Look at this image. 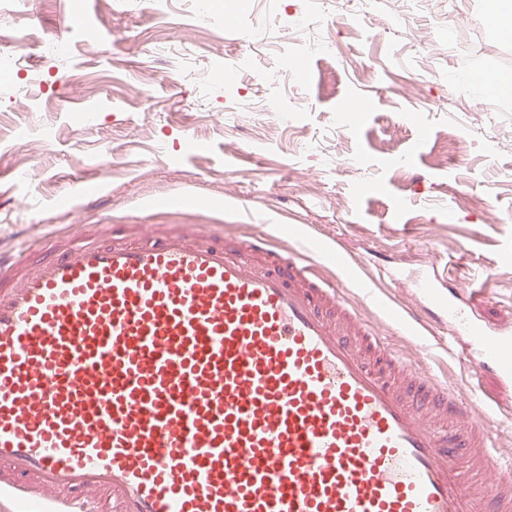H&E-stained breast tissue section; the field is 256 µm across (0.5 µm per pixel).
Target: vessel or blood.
Wrapping results in <instances>:
<instances>
[{
  "label": "vessel or blood",
  "instance_id": "b4317fda",
  "mask_svg": "<svg viewBox=\"0 0 512 512\" xmlns=\"http://www.w3.org/2000/svg\"><path fill=\"white\" fill-rule=\"evenodd\" d=\"M324 242L0 253V499L66 512H512L489 421L320 275ZM512 385V334L436 301Z\"/></svg>",
  "mask_w": 512,
  "mask_h": 512
}]
</instances>
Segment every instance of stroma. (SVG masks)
Returning a JSON list of instances; mask_svg holds the SVG:
<instances>
[{
  "label": "stroma",
  "instance_id": "1",
  "mask_svg": "<svg viewBox=\"0 0 512 512\" xmlns=\"http://www.w3.org/2000/svg\"><path fill=\"white\" fill-rule=\"evenodd\" d=\"M507 2L455 0L448 19L438 0L357 16L324 0L330 64L314 43L288 44L298 0H212L208 18L187 0H29L24 15L0 0V55L38 76L0 81V250L104 239L114 224L136 236L220 224L286 246L305 227L355 269L344 294L388 344L477 415L497 410L492 443L512 461V388L474 373L471 338L430 314L433 293L455 294L512 332V99L448 83L478 51L512 74V40L487 22ZM273 22L283 40L257 46L255 28ZM267 97L306 108L288 125ZM20 125L32 134L18 145ZM84 184L97 193L78 195ZM198 195L210 209H193ZM412 316L424 330L403 326Z\"/></svg>",
  "mask_w": 512,
  "mask_h": 512
}]
</instances>
